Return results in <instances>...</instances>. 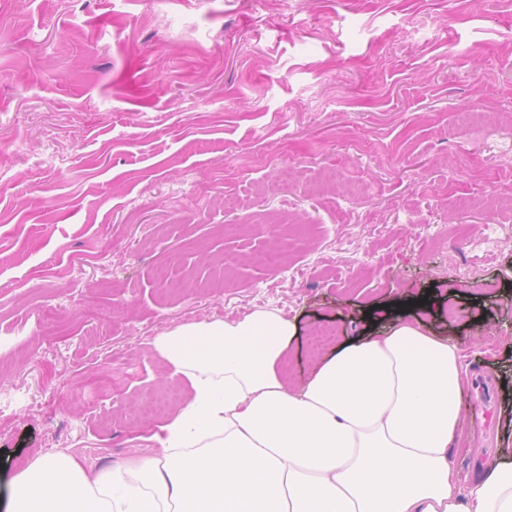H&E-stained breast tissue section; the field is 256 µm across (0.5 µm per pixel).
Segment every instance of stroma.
Masks as SVG:
<instances>
[{"mask_svg": "<svg viewBox=\"0 0 512 512\" xmlns=\"http://www.w3.org/2000/svg\"><path fill=\"white\" fill-rule=\"evenodd\" d=\"M512 0H0V512L155 452V336L280 311L298 384L391 306L512 380ZM469 110L468 122L459 113ZM167 271L175 287L163 286ZM451 455L474 476L512 448Z\"/></svg>", "mask_w": 512, "mask_h": 512, "instance_id": "1", "label": "stroma"}]
</instances>
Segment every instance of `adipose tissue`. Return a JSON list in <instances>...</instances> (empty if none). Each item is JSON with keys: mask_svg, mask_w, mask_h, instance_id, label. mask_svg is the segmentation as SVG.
Listing matches in <instances>:
<instances>
[{"mask_svg": "<svg viewBox=\"0 0 512 512\" xmlns=\"http://www.w3.org/2000/svg\"><path fill=\"white\" fill-rule=\"evenodd\" d=\"M296 332L258 309L156 337L191 390L150 436L160 454L94 469L67 450L40 456L9 512H512V450L472 481L452 464L461 340L401 305L291 385L277 365Z\"/></svg>", "mask_w": 512, "mask_h": 512, "instance_id": "1", "label": "adipose tissue"}]
</instances>
